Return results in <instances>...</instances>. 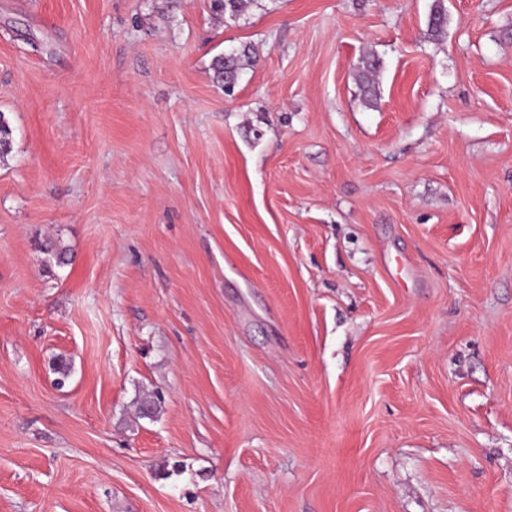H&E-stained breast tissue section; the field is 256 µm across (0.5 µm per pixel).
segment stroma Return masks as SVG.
Returning <instances> with one entry per match:
<instances>
[{
	"instance_id": "35a3bbf8",
	"label": "stroma",
	"mask_w": 512,
	"mask_h": 512,
	"mask_svg": "<svg viewBox=\"0 0 512 512\" xmlns=\"http://www.w3.org/2000/svg\"><path fill=\"white\" fill-rule=\"evenodd\" d=\"M432 3L0 0V512H512V0ZM444 2L445 0H433L428 15L427 31L435 37L444 34L447 28V8ZM252 56L246 47L237 49L229 54L217 56L212 64L214 79L224 89V93L231 95L244 66L252 64ZM380 68L378 59L375 56H369L362 61L359 72V83L361 90V101L365 106L371 107L377 101V86L374 80L377 71Z\"/></svg>"
}]
</instances>
